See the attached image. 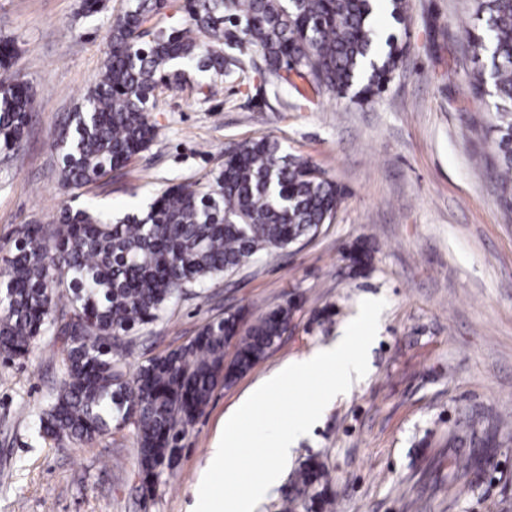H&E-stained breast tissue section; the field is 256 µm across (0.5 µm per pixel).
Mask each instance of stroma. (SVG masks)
Instances as JSON below:
<instances>
[{"mask_svg": "<svg viewBox=\"0 0 512 512\" xmlns=\"http://www.w3.org/2000/svg\"><path fill=\"white\" fill-rule=\"evenodd\" d=\"M81 0H0V37L36 99L21 149L0 152V244L23 224H51L67 207L122 212L169 185L206 181L225 147L270 135L344 190L319 234L180 296L132 332L130 370L186 345L207 322L293 302L294 328L253 369L218 386L179 442L173 468L143 496L133 424L93 445L42 439L36 429L63 369L52 333L30 358L0 363V512H188L221 422L282 363L336 342L365 299H385L368 372L300 436L279 484L255 512H281L309 458L328 470L333 512H512V212L486 164L492 96L469 77V0H408L406 25L380 13L379 38L407 52L385 91L359 105L319 96L302 79L274 87L262 69L224 80L191 72L156 92L150 148L99 183L67 188L51 148L61 117L94 83L113 21L128 0L88 15ZM366 242L372 263L345 258ZM484 418L492 447L473 438ZM488 460L479 486L456 460Z\"/></svg>", "mask_w": 512, "mask_h": 512, "instance_id": "1", "label": "stroma"}]
</instances>
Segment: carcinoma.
<instances>
[{
    "label": "carcinoma",
    "mask_w": 512,
    "mask_h": 512,
    "mask_svg": "<svg viewBox=\"0 0 512 512\" xmlns=\"http://www.w3.org/2000/svg\"><path fill=\"white\" fill-rule=\"evenodd\" d=\"M471 2L467 36L481 62L472 82L479 93L488 84L494 89L492 173L512 210V0ZM166 7L167 0H131L114 20L96 81L52 142L63 186L96 183L147 150L157 137L148 115L154 91L182 85L185 66L221 82L239 63L230 52L247 50L277 85L294 74L319 94L363 103L383 91L405 52L395 34L378 49L371 21L385 7L403 23L406 0H184L183 24L148 25ZM16 56L14 40L0 39V148L13 153L36 107ZM343 195L309 159L264 136L225 150L222 169L204 186L173 184L145 209L114 218L66 208L49 230L22 225L0 273V358H27L60 324L69 332L59 344L62 378L38 414L39 436L89 445L112 422H131L141 481L151 490L216 387L266 356L287 331L293 307L269 308L242 329L235 313L210 321L187 345L130 376L125 336L157 320L184 290L315 235L332 222ZM346 259L361 271L369 251L357 244ZM232 342L236 354L227 364L224 347ZM325 480L322 464L310 460L293 484L310 512Z\"/></svg>",
    "instance_id": "cac0c4a2"
}]
</instances>
